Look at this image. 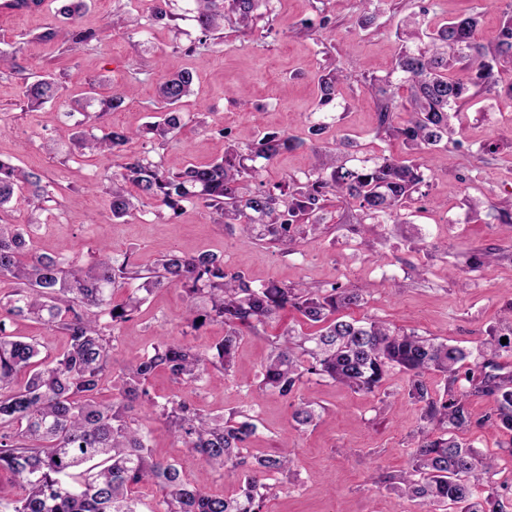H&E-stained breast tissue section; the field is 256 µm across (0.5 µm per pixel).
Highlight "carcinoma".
<instances>
[{"label": "carcinoma", "instance_id": "carcinoma-1", "mask_svg": "<svg viewBox=\"0 0 512 512\" xmlns=\"http://www.w3.org/2000/svg\"><path fill=\"white\" fill-rule=\"evenodd\" d=\"M59 23L47 27L40 38L63 39L71 49L98 40L95 32L75 25L87 0H59ZM199 35L188 50L215 39L224 22L237 25L248 36L259 9L271 0H189ZM382 0H361L358 25L370 27ZM428 7L419 6L422 21L415 28L396 30L404 45L390 72L370 76L368 89L376 99V136L402 141L414 155L411 160L375 155L352 156L354 141L344 137L332 151L321 143L333 126L332 111L339 104L347 76L330 70L319 76L320 108L310 122L308 138L285 133H265L246 145L226 144L224 157L207 165H191L171 173L145 154L127 149L140 137L163 141L182 127V107L192 95V74L182 71L159 83L162 111L158 120L138 130L110 127L98 136L81 129L71 139L68 154L92 157L110 154L115 170L103 175L112 217L121 219L134 201L178 214L185 203L212 210L224 224H236L247 238L258 235L284 247L326 223L327 205L334 197L355 207L356 223L370 232L382 224L408 223L410 204L427 196L429 186L420 160L434 154L447 159L454 142L450 119L463 106L479 98L498 96L503 75L512 72V3L497 39L476 41L478 17L470 15L430 27ZM181 15L169 9L168 0H155L151 21L175 22ZM18 50L0 47V67L22 76L24 99L36 109L59 97L60 85L52 74L34 73L17 61ZM405 88L406 97L397 96ZM90 91L76 100L74 111L84 115L78 125L98 114L119 111L128 98L125 89ZM307 148L319 157L304 177L273 184L258 179V160L271 164L285 151ZM24 197L33 212L46 210L54 201L53 185L32 170L0 160V214L13 199ZM39 221L0 224V279L11 278L17 288L0 299V472L12 474L24 491L21 498L3 501L0 512H139L134 489L154 485L161 497L153 512H267L272 484L290 471L286 452L254 455L247 444L257 430L255 416L237 411L228 417L210 416L187 399L174 397L160 403L151 397L147 383L158 372L176 382L198 388L210 369L230 372L245 331L264 325L287 308L311 325L313 334L291 329L271 341V352L261 366L259 389L289 402L296 428L312 425L320 413L316 402L301 394L312 380H330L351 390L373 394L397 369L409 378L408 397L421 406L424 425L409 467L388 481L386 489L441 512H507L509 503L496 490L481 496L478 488L491 482L502 455L512 457V372L500 363L512 358L510 337L501 343L496 331L477 348L492 357L475 366L473 352L436 342L375 319H346L338 313L361 300L362 289L333 286L321 290L269 281L253 286L240 271L230 270L224 258L213 253L184 257L163 256L156 266L143 270L112 254L106 244L88 251L89 259L71 258L34 250L32 236ZM119 303L114 291L133 282ZM180 287L185 292L187 329L194 331L213 321L224 323V338L212 352H200L186 341H165L119 371L109 373L108 352L114 331L138 317L146 296L161 288ZM14 316L55 326L68 336V349L59 357H40L38 344L7 331ZM28 373L23 385L19 372ZM447 377L441 395H433L425 375ZM112 378L110 403L97 400L107 378ZM493 398V412L474 419L469 398ZM143 409L147 421H160L197 454L208 470L226 469L240 474L238 491L216 494L200 480H190L178 463L160 460L149 449L150 429L129 416ZM488 426L509 440L499 451L485 454L460 434Z\"/></svg>", "mask_w": 512, "mask_h": 512}]
</instances>
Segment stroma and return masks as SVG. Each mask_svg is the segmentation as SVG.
<instances>
[{"instance_id":"stroma-1","label":"stroma","mask_w":512,"mask_h":512,"mask_svg":"<svg viewBox=\"0 0 512 512\" xmlns=\"http://www.w3.org/2000/svg\"><path fill=\"white\" fill-rule=\"evenodd\" d=\"M151 5L152 0H91L77 24L99 39L75 53L41 38L56 0L0 10V46L18 48L25 64L54 73L63 86L59 103L28 111L21 106V79L0 74V158L41 172L55 187L53 202L39 215L37 252L78 256L104 241L141 267L173 250L187 256L213 252L255 286L273 279L312 288L366 289L364 302L351 307L349 316L384 319L465 348H476L490 330L501 329L512 311V224L499 223L493 207L512 199V89L507 84H500L497 98L463 108L455 124L461 145L449 149L447 170L436 172L428 197L413 203L409 223L385 224L365 234L360 225L339 223L332 213L315 235L284 252L264 240H247L239 230L218 224L208 209L190 203L176 217L159 218L145 207L113 219L106 195L88 188L112 170V156L74 162L45 148L50 140L70 142L76 119L68 111L88 81L134 90L130 104L97 120L96 128L137 129L158 113L160 80L180 70L194 76L184 124L163 144L143 145L165 170L222 158L225 141L218 131L224 127L239 142L253 141L262 129L304 137L318 108V77L334 67L349 80L332 135L350 138L363 152L408 159L401 141L376 139L375 100L363 70L383 75L391 69L401 48L396 29L417 11L418 0H384L381 16L367 29L357 25L359 0H271L249 38L228 24L218 45L191 54L186 48L196 36L192 20L174 28L150 22L145 35L113 26V19L130 14L147 19ZM476 8L482 12L478 38L491 42L504 19L498 0H432L429 18L446 21ZM323 15L331 20L329 28H316ZM491 142L498 152L479 156V145ZM185 315L181 289L155 290L136 323L116 332L111 368L143 355L159 340L179 339ZM303 325L296 311H282L244 336L229 375L213 373L193 390L160 372L150 379V391L160 400L186 397L213 415L251 410L259 423L250 452L288 451L298 472L294 481L275 484L269 512H423L418 503L381 486L406 468L418 443L421 411L407 396L406 374L391 371L383 395L357 393L327 380L309 384L305 392L323 413L315 425L299 431L287 403L258 390L270 336ZM8 329L36 341L45 356H58L67 346L55 328L28 319L12 320ZM151 444L156 458L177 461L188 477H205L215 491L229 493L238 486L235 473L205 472L160 424L152 426Z\"/></svg>"}]
</instances>
